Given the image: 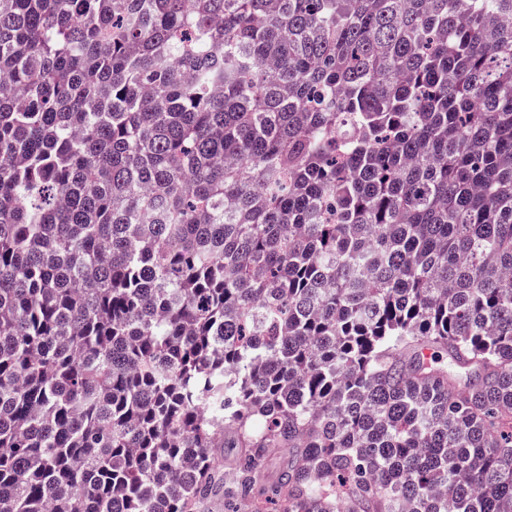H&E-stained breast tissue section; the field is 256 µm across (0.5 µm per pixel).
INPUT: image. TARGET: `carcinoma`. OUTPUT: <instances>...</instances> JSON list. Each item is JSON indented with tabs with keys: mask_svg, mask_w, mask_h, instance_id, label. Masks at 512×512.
<instances>
[{
	"mask_svg": "<svg viewBox=\"0 0 512 512\" xmlns=\"http://www.w3.org/2000/svg\"><path fill=\"white\" fill-rule=\"evenodd\" d=\"M510 275L512 0H0V512H512Z\"/></svg>",
	"mask_w": 512,
	"mask_h": 512,
	"instance_id": "carcinoma-1",
	"label": "carcinoma"
}]
</instances>
